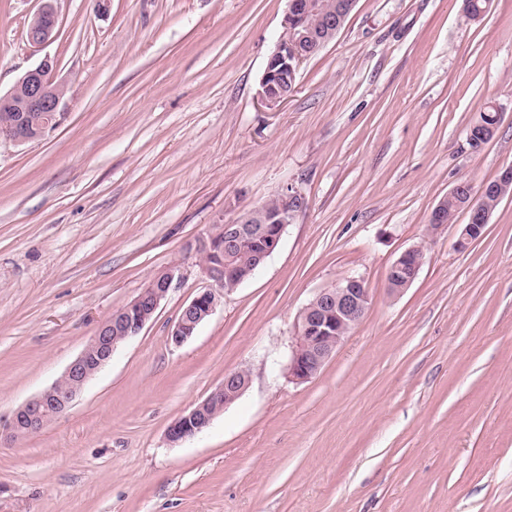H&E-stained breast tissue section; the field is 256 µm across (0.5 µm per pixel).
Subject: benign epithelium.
Segmentation results:
<instances>
[{
  "instance_id": "1",
  "label": "benign epithelium",
  "mask_w": 512,
  "mask_h": 512,
  "mask_svg": "<svg viewBox=\"0 0 512 512\" xmlns=\"http://www.w3.org/2000/svg\"><path fill=\"white\" fill-rule=\"evenodd\" d=\"M57 12L53 0H43L34 15L28 42L43 47L56 38ZM336 33V17L321 10L316 0H289L283 31L268 59L261 79V101L277 107L288 99L285 82L296 78L302 64L309 58V48L327 42ZM54 62L46 58L28 70L15 89L0 96V107L12 104L16 90H23L14 120L0 123V139L25 143L38 139L57 123L63 90L53 80ZM307 206L306 196L293 185L283 188L252 211L224 223V255L227 260L199 261V268L209 284L183 308L172 326L169 339L180 346L191 338L207 320L224 297V283L240 282L242 270L233 263L232 253L247 239L262 243L255 263L266 260L278 247L285 227L293 223ZM424 265L423 251L413 246L402 252L389 266L387 277L402 276L395 288L400 295L416 280ZM183 278L181 267L171 266L158 273L123 310L102 321L81 353L50 387L32 397L13 413L0 435L19 438L43 429L63 413L84 385L112 358L124 341L138 335L158 310L174 282ZM371 301L369 288L361 277L351 276L332 288L320 291L301 311L288 364L289 378L298 383L315 377L343 343L351 329L364 318ZM250 373L245 369L227 372L224 381L205 399L186 410L169 427V442L177 444L203 431L214 415L213 403L229 404L248 387Z\"/></svg>"
}]
</instances>
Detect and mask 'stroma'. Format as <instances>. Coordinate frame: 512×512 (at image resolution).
<instances>
[{
  "mask_svg": "<svg viewBox=\"0 0 512 512\" xmlns=\"http://www.w3.org/2000/svg\"><path fill=\"white\" fill-rule=\"evenodd\" d=\"M0 0V94L44 58L58 124L0 141V423L159 272L184 277L65 413L0 442V512H512V197L465 250L429 237L459 181L512 164V0H356L288 99L260 82L288 0ZM502 114L479 150L470 121ZM297 186L276 251L182 345L207 282L189 246ZM425 263L404 294L386 274ZM362 277L371 302L320 373L288 377L300 312ZM249 387L180 443L226 372ZM53 2V0H44L41 8L34 15L33 21L31 20L32 23L30 22L31 27L30 24L28 26V42L34 47H43L56 38L58 18ZM42 17L49 18L51 22L49 24L38 23ZM424 265L423 251L418 246H413L402 252L389 266L387 277L392 279L394 276L402 275V283L395 288L398 283L391 281L389 288H395V294H402L416 280L421 268Z\"/></svg>",
  "mask_w": 512,
  "mask_h": 512,
  "instance_id": "obj_1",
  "label": "stroma"
}]
</instances>
